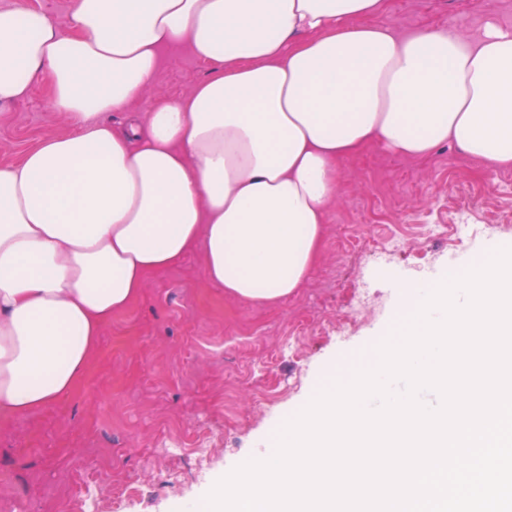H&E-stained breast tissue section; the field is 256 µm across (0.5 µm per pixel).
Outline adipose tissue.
<instances>
[{"instance_id":"ef3b65f1","label":"adipose tissue","mask_w":512,"mask_h":512,"mask_svg":"<svg viewBox=\"0 0 512 512\" xmlns=\"http://www.w3.org/2000/svg\"><path fill=\"white\" fill-rule=\"evenodd\" d=\"M386 0H75L63 34L0 10V103L44 78L71 133L0 167V416L73 392L103 325L149 274L201 251L244 303L301 288L322 251L338 164L375 143L424 157L445 143L512 167V28L409 37ZM185 43L210 73L123 130Z\"/></svg>"}]
</instances>
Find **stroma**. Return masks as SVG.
<instances>
[{
    "label": "stroma",
    "instance_id": "1",
    "mask_svg": "<svg viewBox=\"0 0 512 512\" xmlns=\"http://www.w3.org/2000/svg\"><path fill=\"white\" fill-rule=\"evenodd\" d=\"M512 28V0H388L380 21L399 35L444 27L471 37L488 20ZM210 66L182 44L161 52V66L132 111L148 116L161 102L188 96ZM48 87L0 107V165L41 139L72 132ZM340 187L326 226L323 254L302 288L275 305L243 303L210 284L201 252L151 274L140 298L102 328L86 376L66 398L0 422V461L14 481H0V512H79L82 473L101 480L103 512L112 485H134L121 512H191L210 482L260 455L279 428L330 376L352 374L393 333L391 304L421 277L446 275L475 257L512 247V168L482 166L444 144L423 158L372 144L339 164ZM471 208L476 238L458 244L421 241L418 223L444 224L449 203ZM356 225L362 243L396 232L404 246L389 262L367 265L338 255L340 225ZM369 293L356 320L344 311ZM310 315L315 330L297 339L294 323ZM204 419L207 455L150 454L160 431L193 440Z\"/></svg>",
    "mask_w": 512,
    "mask_h": 512
}]
</instances>
